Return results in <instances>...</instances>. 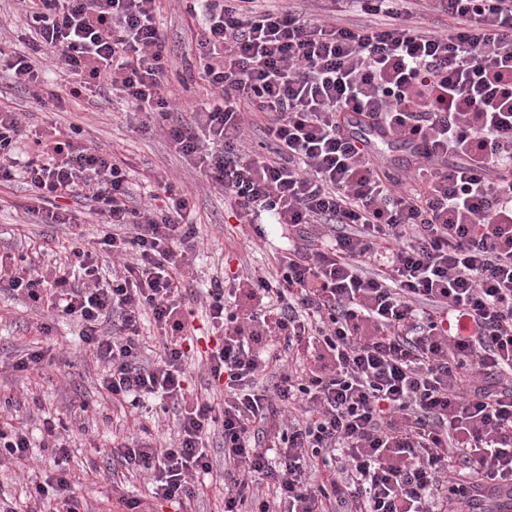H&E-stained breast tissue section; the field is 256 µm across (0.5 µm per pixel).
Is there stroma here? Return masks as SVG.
I'll return each mask as SVG.
<instances>
[{"mask_svg":"<svg viewBox=\"0 0 512 512\" xmlns=\"http://www.w3.org/2000/svg\"><path fill=\"white\" fill-rule=\"evenodd\" d=\"M0 104L16 108L26 125L43 126L54 120L61 129L81 126L88 143L121 153L139 172L151 169L172 178L193 196V216L201 226L204 245L193 256L186 282L198 293L213 274L224 266L232 269L265 263L270 250L251 243L241 226L229 222L223 194L171 150L162 134L135 132L125 118V107L102 95L95 101L64 99L55 113H47L30 96L9 80L0 81ZM32 192L22 178L0 184V255L9 256L38 246L40 263L49 265L67 256L71 228L65 224H44L28 213ZM51 323V334L41 333ZM73 322H49L48 316L22 298L0 300V393L13 395L15 405L0 414V421L26 427L32 446L29 461L0 466V496L12 502L24 501L34 480L54 472V457L44 443L46 421L67 429V466L75 482V492L87 512H115L113 480H121L131 498H144L147 480L129 474L109 457L113 435H133L134 421L148 425L153 435L172 437L176 430L173 413L141 411L131 416L109 402L99 387L101 369L91 359ZM47 351L45 364L21 374L14 362L28 350ZM213 473L203 489L188 501L184 512H224V450L220 436L210 443Z\"/></svg>","mask_w":512,"mask_h":512,"instance_id":"stroma-1","label":"stroma"}]
</instances>
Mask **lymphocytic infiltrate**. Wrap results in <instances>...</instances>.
Here are the masks:
<instances>
[{"label": "lymphocytic infiltrate", "instance_id": "obj_1", "mask_svg": "<svg viewBox=\"0 0 512 512\" xmlns=\"http://www.w3.org/2000/svg\"><path fill=\"white\" fill-rule=\"evenodd\" d=\"M29 34L0 48V73L41 107L109 90L141 132L221 191L257 237L288 246L260 268L214 276L205 353L223 404L187 384L195 334L186 300L199 243L188 195L168 179L134 199V172L81 127L33 132L0 107V181L23 177L40 220L99 228L68 262L0 258V299L24 296L79 338L113 404L179 412L169 443L141 431L110 453L149 478L124 512L195 497L224 441V512H505L512 501V0H181L213 102L174 121L160 0H17ZM67 77L43 94L45 66ZM268 153L246 149L251 118ZM418 144L410 178L386 170L356 125ZM150 323L163 353L145 355ZM272 385H263V378ZM65 468L25 508L83 512Z\"/></svg>", "mask_w": 512, "mask_h": 512}]
</instances>
